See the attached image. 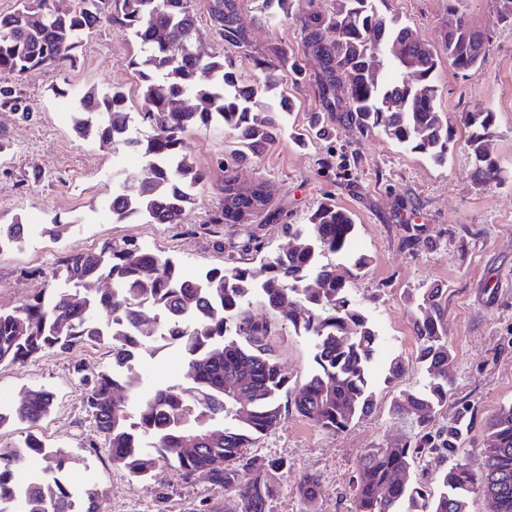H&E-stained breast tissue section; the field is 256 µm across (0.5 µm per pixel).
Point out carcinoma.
Masks as SVG:
<instances>
[{
	"instance_id": "obj_1",
	"label": "carcinoma",
	"mask_w": 512,
	"mask_h": 512,
	"mask_svg": "<svg viewBox=\"0 0 512 512\" xmlns=\"http://www.w3.org/2000/svg\"><path fill=\"white\" fill-rule=\"evenodd\" d=\"M212 34L222 52L200 56L195 0H75L63 10L54 0H18L15 10L0 13V112L27 119L36 111L19 85L35 69L73 66L85 40L106 21L128 31L140 46L130 65L141 82L139 112L132 113L119 90H87L78 100L73 131L113 148L140 154L146 176L128 174L108 204L115 221L140 215L151 224H180L193 203L192 190L207 180L205 170L184 152L195 131L221 125L229 131L231 159H216L224 172L221 202L205 225L220 234L226 224H240L250 199L238 192L237 169L251 164L286 128L293 101L281 91L284 81L306 78L288 45L254 48L239 0H206ZM288 0H259L268 20L288 15ZM458 30L473 45L464 53L444 38L448 61L458 73L481 63L485 33L456 14ZM301 34L319 60L314 75L318 110L308 129L293 132L299 143L323 136L340 118L365 134L379 129L405 150L436 163L448 157V121L436 108L438 59L410 26L376 0H336L329 14L311 8L300 17ZM253 61L259 74L247 80L237 55ZM468 155L474 176L490 183L501 172L490 150L495 113H466ZM150 130L144 138L126 137L133 121ZM261 224H279L285 247L263 253L251 234L245 250L263 255L258 268L232 262L196 275L183 286L178 262L149 254L133 242L107 244L98 251L69 256L56 275L69 287L37 294L11 311H0V365L24 364L47 353L103 346L112 359L130 356L134 336L165 327L177 331L185 355L183 379L155 391H135V379L118 378L102 367L86 382L85 412L103 437L112 463L144 480L160 466L175 464L187 475H203L218 490L236 492L237 512H266L276 494L271 464L246 457V448L281 419V399L317 428L338 433L367 417L376 393L370 378L379 334L359 304L349 296L347 273L362 272L370 258L351 250L355 222L347 210L325 201L304 224L288 223L283 208L267 207ZM23 223L0 225V251L17 243ZM339 255L342 271L326 255ZM440 288L407 294L413 305L421 386L392 404L394 417L410 424L412 439L398 448H370L354 481L355 512H468V498L481 492L495 512H512V404L487 419L489 443L479 458L438 468L433 492L409 483L410 470L426 453L449 459L463 447L477 410L460 403L450 419L439 417L448 402L453 350L443 330L445 308ZM259 301L295 333L315 341L316 369L297 389L288 382L269 347L272 325L256 320ZM120 390H131L137 407L132 417ZM246 394L247 412L233 411L230 391ZM53 395L30 389L14 406L0 409V427L19 420L37 425L51 410ZM195 438L194 444L187 439ZM40 470L30 482L14 480L30 458ZM77 458L47 447L35 435L0 448V504L20 500V512H73L76 500L97 501L95 484L73 493L61 475ZM298 493L305 512H316L321 483L303 476Z\"/></svg>"
}]
</instances>
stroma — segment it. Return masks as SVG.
Wrapping results in <instances>:
<instances>
[{"label":"stroma","mask_w":512,"mask_h":512,"mask_svg":"<svg viewBox=\"0 0 512 512\" xmlns=\"http://www.w3.org/2000/svg\"><path fill=\"white\" fill-rule=\"evenodd\" d=\"M291 19L268 22L255 0H243L242 15L251 25L256 47L284 42L301 56L307 72L316 63L303 53L294 19L307 0H289ZM448 0H381L379 7L398 15L434 48L441 61L437 108L448 119L452 150L436 164L426 155L403 150L383 134H360L350 125L333 123L331 135L297 146L280 138L256 162L241 167L242 182L265 181L273 205L284 208L293 223H304L320 202L332 200L355 219L354 248L370 257L364 274L349 282L354 299L366 309L380 336L372 365L376 406L372 414L338 434L321 431L292 406L282 409L276 427L248 448L258 460L283 461L270 471L277 488L267 512H302L297 493L301 477L319 476L322 495L318 512H354L353 481L360 457L376 446L397 447L411 435L408 424L389 413L392 401L419 387L425 377L417 361L407 293L430 285L444 290V329L455 361L453 382L442 417H453L459 402L475 406L478 418L456 461L477 457L486 446L484 424L501 406L512 403V23L498 19V0H457L470 24L487 32L482 64L467 75L448 65L444 33ZM138 44L123 29L104 23L85 41L74 67L35 70L24 76L26 94L36 106L31 120L0 112V131L11 147L0 156V224L22 218L37 225L21 247L0 252V310L9 311L32 295L60 287L53 271L73 254L99 249L105 243L132 241L176 258L190 275L221 268L246 258L249 234H257L267 250L285 239L276 224H228L212 236L203 222L218 206L222 172L215 158L230 153L232 138L217 127L191 134L186 152L207 173L193 191V204L182 224H149L135 218L112 222L107 205L126 172H143L141 155L115 149L97 140H81L61 108H75L78 92L95 88L124 91L138 101L139 86L129 64ZM488 108L496 114L492 152L503 173L487 186L478 185L468 157L470 133L465 114ZM71 230L53 238L46 232L53 219ZM420 244L407 248L408 236ZM256 319L274 323L270 343L289 386L303 384L315 369L314 342L277 323L264 307ZM404 373L388 378L393 358ZM105 348L88 346L67 354H46L23 365L0 367V391L15 403L31 388L53 394V406L35 427L14 422L0 428V446L36 433L50 447L77 458L66 483L79 489L93 482L102 494L95 512H208L216 499L233 506L235 496L220 492L202 476H186L175 467L137 482L113 466L95 426L85 413L83 378L109 364ZM183 362L162 351L134 363L145 389L178 382Z\"/></svg>","instance_id":"obj_1"}]
</instances>
